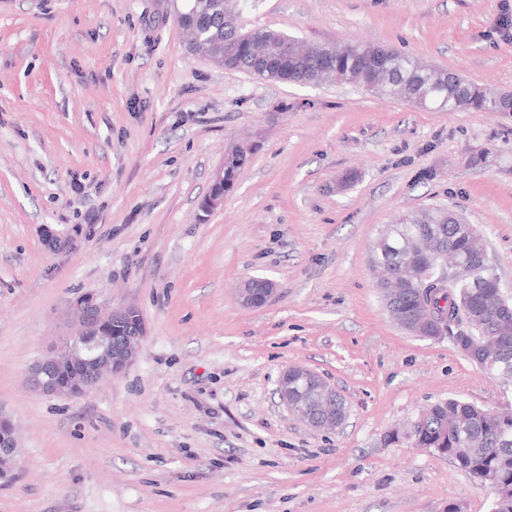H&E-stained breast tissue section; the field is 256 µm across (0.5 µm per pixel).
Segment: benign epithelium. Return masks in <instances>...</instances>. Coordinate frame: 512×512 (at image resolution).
<instances>
[{"instance_id": "benign-epithelium-1", "label": "benign epithelium", "mask_w": 512, "mask_h": 512, "mask_svg": "<svg viewBox=\"0 0 512 512\" xmlns=\"http://www.w3.org/2000/svg\"><path fill=\"white\" fill-rule=\"evenodd\" d=\"M275 292L266 282L262 292H256L246 282L239 292V301L246 308L265 305ZM127 310H104L94 297L86 296L72 308L74 334L68 345L61 346L53 355L38 361L32 368L28 382L31 388L48 395L77 397L88 392L98 380L123 372L135 358L143 334L112 336V322L126 315ZM281 403L290 412L312 428L336 427V416L312 417L306 409L288 400V391L279 390ZM17 455L15 429L11 420L0 416V469L13 471Z\"/></svg>"}]
</instances>
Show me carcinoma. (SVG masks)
I'll return each instance as SVG.
<instances>
[{
	"label": "carcinoma",
	"instance_id": "1",
	"mask_svg": "<svg viewBox=\"0 0 512 512\" xmlns=\"http://www.w3.org/2000/svg\"><path fill=\"white\" fill-rule=\"evenodd\" d=\"M191 49L227 69L267 78L266 68L250 53L251 44L270 47L273 80L312 85L340 83L388 99H400L433 112H512V93L490 96L463 76L418 63L388 50L381 67L370 63L375 46L347 42L340 46H304L283 32L247 29L241 23L240 0H183L173 3ZM250 160L246 156L224 166V191ZM443 266L434 297L421 281L431 268ZM371 270L384 303L397 322L428 338H448L453 346L472 348L466 358L488 375L512 385V294L502 288L489 260L484 235L462 215L437 208L401 214L378 237ZM305 368L292 367L285 378L288 394L309 408L340 419L346 406L339 394L324 392ZM412 444L448 456L474 481L491 487L492 512H512V410L490 414L455 398L438 401L408 433Z\"/></svg>",
	"mask_w": 512,
	"mask_h": 512
}]
</instances>
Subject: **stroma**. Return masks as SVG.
Segmentation results:
<instances>
[{
    "label": "stroma",
    "instance_id": "35a3bbf8",
    "mask_svg": "<svg viewBox=\"0 0 512 512\" xmlns=\"http://www.w3.org/2000/svg\"><path fill=\"white\" fill-rule=\"evenodd\" d=\"M500 2L244 0L242 21L512 92ZM235 139L252 160L202 211ZM433 206L484 233L512 289V112L227 70L189 50L170 0H0V407L20 438L0 512H491L447 456L387 440L440 400L512 405L448 339L400 327L375 286L381 230ZM251 278L274 284L266 305L237 302ZM84 295L139 311V354L83 396L34 391ZM291 365L344 398L341 426L281 404Z\"/></svg>",
    "mask_w": 512,
    "mask_h": 512
}]
</instances>
